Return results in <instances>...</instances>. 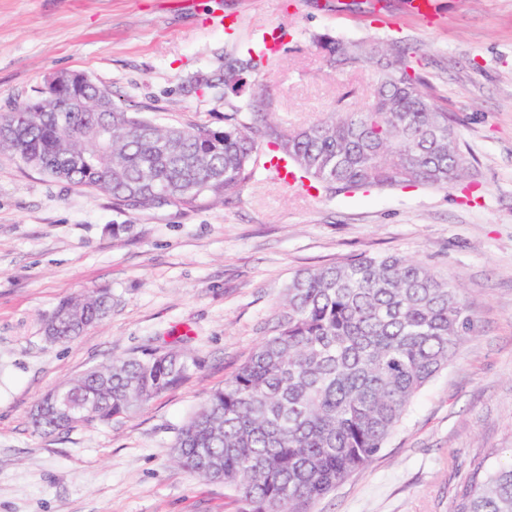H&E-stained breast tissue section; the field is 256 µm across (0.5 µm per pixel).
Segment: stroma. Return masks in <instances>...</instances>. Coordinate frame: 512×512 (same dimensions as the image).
Returning a JSON list of instances; mask_svg holds the SVG:
<instances>
[{"mask_svg": "<svg viewBox=\"0 0 512 512\" xmlns=\"http://www.w3.org/2000/svg\"><path fill=\"white\" fill-rule=\"evenodd\" d=\"M236 36L281 26L262 90L286 129L367 105L368 65L330 71L317 36L395 40L446 109L472 166L460 188L307 194L268 172L225 202L132 211L0 153V512H239L235 493L172 460L183 423L270 336L290 278L399 253L460 281L473 330L385 448L311 512H454L475 460L512 448V0H0V113L61 71L86 73L162 126H224L189 86ZM112 291L73 342H48L60 300ZM177 348L198 366L112 423L34 432L37 402L92 367Z\"/></svg>", "mask_w": 512, "mask_h": 512, "instance_id": "35a3bbf8", "label": "stroma"}]
</instances>
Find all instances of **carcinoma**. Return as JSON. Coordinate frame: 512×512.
<instances>
[{
	"instance_id": "cac0c4a2",
	"label": "carcinoma",
	"mask_w": 512,
	"mask_h": 512,
	"mask_svg": "<svg viewBox=\"0 0 512 512\" xmlns=\"http://www.w3.org/2000/svg\"><path fill=\"white\" fill-rule=\"evenodd\" d=\"M314 42L332 69L376 66L368 105L340 107L288 131L259 94H241L222 130L165 127L126 111L88 75L59 72L0 113V151L135 211L222 201L271 170L272 158L325 194L448 188L466 177L469 159L448 112L434 103L408 49L328 35ZM267 61L249 47L195 83L221 98ZM111 302L105 288L65 299L44 333L69 343ZM472 327L459 285L411 257L364 255L301 270L288 283L274 334L179 428L176 461L232 489L241 512H309L384 448ZM193 366L170 350L127 356L73 380L71 399L90 406L84 421L110 422L183 381ZM32 424L43 435L75 427L49 410ZM456 512H512V460L478 464Z\"/></svg>"
}]
</instances>
